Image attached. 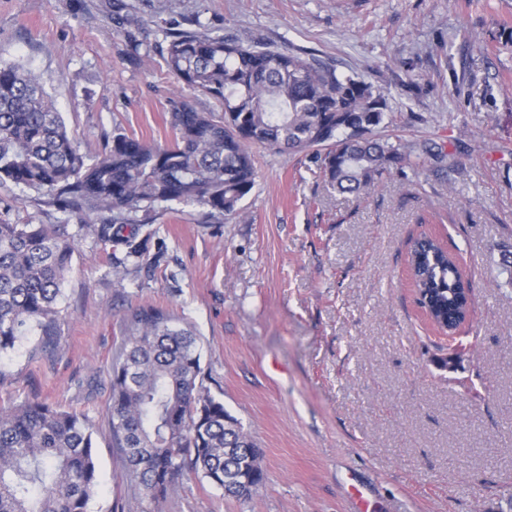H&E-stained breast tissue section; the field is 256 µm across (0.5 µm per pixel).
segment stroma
I'll use <instances>...</instances> for the list:
<instances>
[{
  "instance_id": "1",
  "label": "stroma",
  "mask_w": 512,
  "mask_h": 512,
  "mask_svg": "<svg viewBox=\"0 0 512 512\" xmlns=\"http://www.w3.org/2000/svg\"><path fill=\"white\" fill-rule=\"evenodd\" d=\"M180 31L373 83L390 134L456 165H407L341 194L311 153L256 145L238 214L166 203L112 242L49 196L0 187V221L77 237L60 334L0 356V407L38 399L88 418V512H354L358 493L368 512H499L512 497V0H0V60L40 77L90 163L117 132L171 139L188 94L165 63ZM423 233L472 281L471 319L452 337L416 303L407 260ZM142 304L196 333L204 386L258 446L266 481L249 498L191 474L157 509L128 481L108 409Z\"/></svg>"
}]
</instances>
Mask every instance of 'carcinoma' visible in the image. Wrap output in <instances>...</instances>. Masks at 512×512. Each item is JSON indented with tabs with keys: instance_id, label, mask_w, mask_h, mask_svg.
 <instances>
[{
	"instance_id": "obj_1",
	"label": "carcinoma",
	"mask_w": 512,
	"mask_h": 512,
	"mask_svg": "<svg viewBox=\"0 0 512 512\" xmlns=\"http://www.w3.org/2000/svg\"><path fill=\"white\" fill-rule=\"evenodd\" d=\"M166 62L192 93L221 101L224 116L184 99L169 113L171 141L114 133L88 164L38 76L0 61V185L41 192L88 217L112 214V223L91 225L110 241L131 214L163 203L237 213L255 185V144L314 151L339 193L369 190L411 156L418 168L445 159L427 143L378 134L388 127L385 96L314 57L183 32L170 41ZM74 251L75 237L61 224L0 222V354L34 329L53 345ZM411 263L433 323L461 324L466 284L458 262L425 236ZM201 374L190 328L161 307L133 310L112 364L109 425L130 479L156 505L190 473L236 499L265 481L256 443ZM94 448L83 414L38 400L0 409V512H88L97 488Z\"/></svg>"
}]
</instances>
